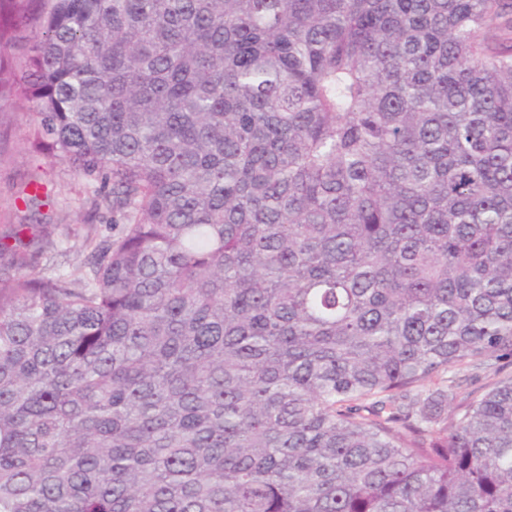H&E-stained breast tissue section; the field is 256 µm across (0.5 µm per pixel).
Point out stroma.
<instances>
[{
    "label": "stroma",
    "mask_w": 512,
    "mask_h": 512,
    "mask_svg": "<svg viewBox=\"0 0 512 512\" xmlns=\"http://www.w3.org/2000/svg\"><path fill=\"white\" fill-rule=\"evenodd\" d=\"M25 110V105L18 102L0 105V225L27 223L29 212L23 194L32 183H41L49 196L47 204L40 208L45 223L66 224L71 228L64 269L75 273L89 253L84 225H96L102 236L117 235L122 226L111 212L92 210L84 177L47 155L25 149L26 126L22 117Z\"/></svg>",
    "instance_id": "stroma-1"
}]
</instances>
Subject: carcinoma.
<instances>
[{"label": "carcinoma", "mask_w": 512, "mask_h": 512, "mask_svg": "<svg viewBox=\"0 0 512 512\" xmlns=\"http://www.w3.org/2000/svg\"><path fill=\"white\" fill-rule=\"evenodd\" d=\"M9 101L123 228L0 233V512H512V0H0Z\"/></svg>", "instance_id": "obj_1"}]
</instances>
